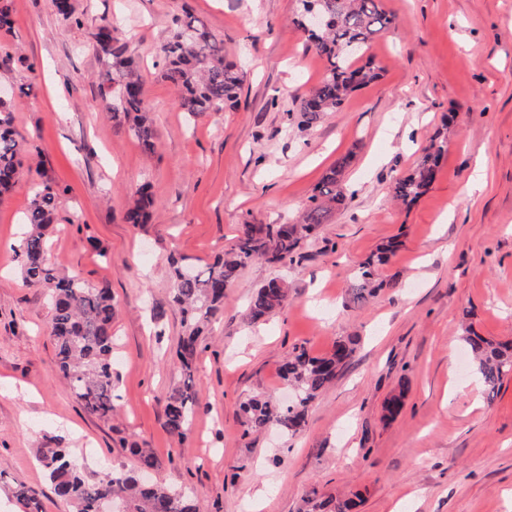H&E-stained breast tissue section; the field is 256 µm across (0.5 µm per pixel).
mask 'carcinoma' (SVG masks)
<instances>
[{
    "instance_id": "carcinoma-1",
    "label": "carcinoma",
    "mask_w": 512,
    "mask_h": 512,
    "mask_svg": "<svg viewBox=\"0 0 512 512\" xmlns=\"http://www.w3.org/2000/svg\"><path fill=\"white\" fill-rule=\"evenodd\" d=\"M315 6L326 18L323 30L308 37L316 53L326 58L323 79L312 87L300 105L303 122L311 124L324 112H337L349 96L379 77L372 63L355 66L374 39L395 26L394 14L386 11L381 0H297L296 23L302 24L309 6ZM130 32L118 33L112 20L104 18L94 33L97 53L104 62L99 75L106 108L116 126L131 132L143 147L155 148L150 106L147 104L140 71L128 55ZM164 77L178 90L179 107L192 116L221 112L224 105L237 102L244 74L227 60L223 44L211 32L188 17L177 23L161 47ZM10 100L0 98V196L17 182L22 157L33 145L14 128ZM445 140L433 139L424 148L414 167L393 186L394 196L405 204L416 201L434 183ZM352 155L347 154L330 166L315 186L302 220L295 224H243L235 243L224 255L204 269L188 268L171 262L172 302L181 316L176 357L181 381L168 397L166 428L182 436L196 411L197 389L195 361L208 335L212 319L224 307L226 289L236 279L242 265L259 259L273 266L293 261L301 244L325 223L333 209L346 205L342 189ZM61 190L42 179L34 181L33 194L24 213L28 231L16 256L26 283L50 290V337L56 347L55 366L67 381L75 398L91 414L112 419L113 377L112 344L114 306L108 284H90L76 276L58 274L47 259V237L56 221L57 200ZM156 205L155 195L146 187L132 194L124 219L129 224H145ZM391 241L377 248L360 266L350 287L354 302L364 304L385 289L394 286L379 278V268L397 251ZM288 304V286L276 278L261 285L251 296L248 318L263 322ZM472 356L487 396L494 397L507 376H512V342L486 338L469 329L462 336ZM355 341H336L333 349L315 356L305 346H294L280 368L281 377L295 391V399L286 405H273L255 396L243 402L244 434L278 427L290 436L304 431L309 406L338 376L352 358ZM133 468L108 472L96 480L86 479L70 454L63 448H46L39 455L57 498L70 503L76 512H100L105 501L122 507L120 512H196L185 493L170 486L148 482L145 476L157 465L148 448H132ZM311 512H352L356 502L350 498L318 495L309 500Z\"/></svg>"
}]
</instances>
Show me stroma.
<instances>
[{
	"label": "stroma",
	"mask_w": 512,
	"mask_h": 512,
	"mask_svg": "<svg viewBox=\"0 0 512 512\" xmlns=\"http://www.w3.org/2000/svg\"><path fill=\"white\" fill-rule=\"evenodd\" d=\"M73 3L78 24L53 0H13L0 78L14 86V128L37 147L28 164L63 190L51 264L112 290L115 409L108 422L88 413L53 371L48 300L15 256L31 199L21 178L0 199V512H23L19 485L42 512H73L37 462L42 449H67L95 479L130 468L134 444L157 459L151 480L181 488L199 512H307L315 491L354 497L357 512H512V377L487 397L460 339L467 309L480 335L512 340V0H383L396 25L370 49L381 78L309 125L299 99L327 62L293 24L296 0ZM187 13L244 72L233 108L194 117L177 105L160 48ZM104 16L134 32L154 153L103 107L93 34ZM442 129L434 184L402 205L395 180ZM347 154V208L294 263L246 262L227 288L196 360V413L185 437L170 434L182 334L170 259L203 268L241 225L295 220ZM144 185L157 198L151 220L125 223ZM391 238L401 245L381 276L393 288L353 303L360 262ZM276 277L287 306L250 323L253 291ZM348 336L356 352L300 435H245L240 403L286 401L280 366L294 346L323 355ZM402 385L404 405L388 417Z\"/></svg>",
	"instance_id": "obj_1"
}]
</instances>
